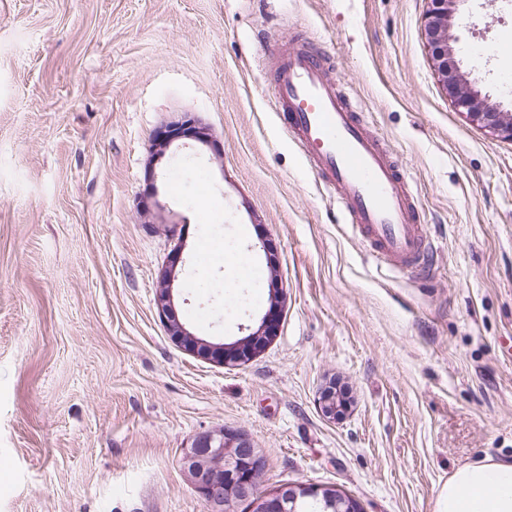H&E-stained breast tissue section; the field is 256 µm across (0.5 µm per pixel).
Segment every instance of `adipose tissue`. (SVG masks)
Segmentation results:
<instances>
[{
  "instance_id": "adipose-tissue-1",
  "label": "adipose tissue",
  "mask_w": 512,
  "mask_h": 512,
  "mask_svg": "<svg viewBox=\"0 0 512 512\" xmlns=\"http://www.w3.org/2000/svg\"><path fill=\"white\" fill-rule=\"evenodd\" d=\"M435 512H512V461L488 456L459 465L441 486Z\"/></svg>"
}]
</instances>
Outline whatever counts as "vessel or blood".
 <instances>
[{
	"label": "vessel or blood",
	"mask_w": 512,
	"mask_h": 512,
	"mask_svg": "<svg viewBox=\"0 0 512 512\" xmlns=\"http://www.w3.org/2000/svg\"><path fill=\"white\" fill-rule=\"evenodd\" d=\"M271 66L274 108L344 223L390 268L423 266L432 244L410 176L328 75L326 58L302 44H284L272 52Z\"/></svg>",
	"instance_id": "b4317fda"
}]
</instances>
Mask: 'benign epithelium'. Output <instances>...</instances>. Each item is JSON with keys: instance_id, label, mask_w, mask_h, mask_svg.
<instances>
[{"instance_id": "benign-epithelium-1", "label": "benign epithelium", "mask_w": 512, "mask_h": 512, "mask_svg": "<svg viewBox=\"0 0 512 512\" xmlns=\"http://www.w3.org/2000/svg\"><path fill=\"white\" fill-rule=\"evenodd\" d=\"M459 0H431L432 8L426 17L425 34L432 48L436 70L444 88L454 98L458 107L476 124L489 129L504 139L512 141V114L500 112L481 99L476 89L479 76L468 79L458 70L448 66L449 17ZM198 144L213 153L221 154V146L210 129L184 112L175 121L159 127L152 135V159L161 161L172 146ZM158 175L150 171V191L142 200L144 214L157 216L164 210L158 198ZM269 270L267 288L269 307L250 332L232 342H213L193 333L179 317L174 301V282L178 266L182 263L183 240H178L166 264L157 277L154 303L169 336L196 357L220 365L245 364L262 352L278 334L284 291L277 276L275 251L262 243ZM324 417L336 419L345 414L349 406L347 392L336 383L326 385L318 397ZM258 457L249 437L241 432L221 428L197 435L184 450L182 466L192 479L197 493L206 502L208 512H231L237 503L250 505L249 512H298L301 497L322 495L324 512H358L357 499L339 492L325 493L316 485H295L288 493L280 487L272 492L259 489L258 477L253 467Z\"/></svg>"}]
</instances>
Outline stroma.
<instances>
[{"mask_svg":"<svg viewBox=\"0 0 512 512\" xmlns=\"http://www.w3.org/2000/svg\"><path fill=\"white\" fill-rule=\"evenodd\" d=\"M429 0H0V512H207L181 458L244 432L263 490L333 486L363 512H434L461 464L512 459V142L444 90ZM461 73L512 37V0H468ZM406 166L437 248L377 265L274 111L270 49L293 37ZM478 90L512 111V57ZM192 112L221 141L151 161ZM155 166L169 223L140 214ZM186 325L231 342L268 306L278 336L222 366L185 351L154 305L176 239ZM351 406L326 419L328 382Z\"/></svg>","mask_w":512,"mask_h":512,"instance_id":"obj_1","label":"stroma"}]
</instances>
